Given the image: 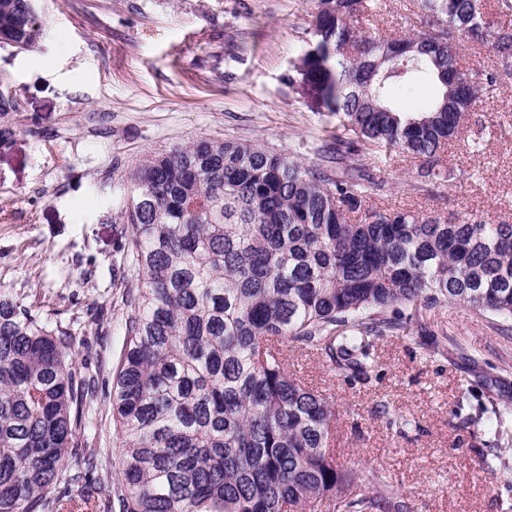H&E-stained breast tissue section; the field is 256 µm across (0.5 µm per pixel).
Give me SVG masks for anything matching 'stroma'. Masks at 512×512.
<instances>
[{
  "mask_svg": "<svg viewBox=\"0 0 512 512\" xmlns=\"http://www.w3.org/2000/svg\"><path fill=\"white\" fill-rule=\"evenodd\" d=\"M369 33L402 38L415 0H370ZM37 46L0 44V290L42 308L74 337L94 377L80 439L118 453L112 382L126 297L142 285L126 256L130 173L146 156L234 139L322 165L327 108L288 73L312 37L315 0H36ZM481 134L482 150L466 139ZM452 144L447 181L421 189L413 163L378 152V207L512 224V80L484 99ZM380 341L368 380L294 351L289 371L336 403L329 443L353 471L381 469L408 512H504L512 503V419L499 434L464 417L512 403V323L459 305ZM410 420L406 432L393 419Z\"/></svg>",
  "mask_w": 512,
  "mask_h": 512,
  "instance_id": "1",
  "label": "stroma"
}]
</instances>
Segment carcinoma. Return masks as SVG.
Listing matches in <instances>:
<instances>
[{
	"label": "carcinoma",
	"mask_w": 512,
	"mask_h": 512,
	"mask_svg": "<svg viewBox=\"0 0 512 512\" xmlns=\"http://www.w3.org/2000/svg\"><path fill=\"white\" fill-rule=\"evenodd\" d=\"M417 4L419 29L394 39L356 25L368 0H317L288 84L300 75L336 116L325 129L336 169L201 140L131 171L127 253L143 286L112 382L120 512H404L385 473L336 462L335 403L288 371V351L366 380L375 344L420 309L512 319V224L369 204L382 187L371 154L412 160L423 184L447 180L462 114L512 78V32L489 41L512 0ZM40 34L31 0H0L1 42L31 49ZM465 43L491 44L496 66L462 69ZM420 77L437 86L431 106L401 111L387 89ZM72 341L0 291V512H71L93 498L88 474L112 477L108 451L79 445L91 383Z\"/></svg>",
	"instance_id": "cac0c4a2"
}]
</instances>
